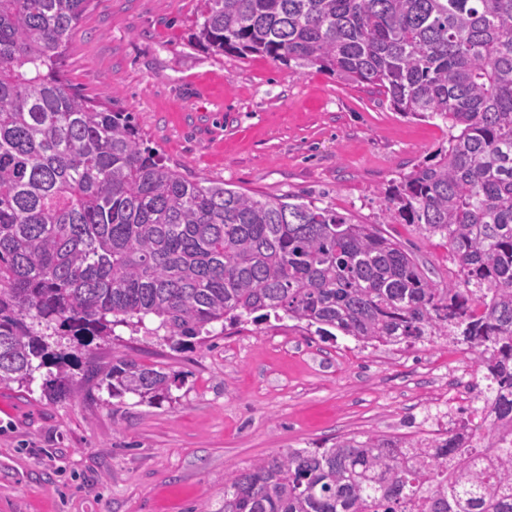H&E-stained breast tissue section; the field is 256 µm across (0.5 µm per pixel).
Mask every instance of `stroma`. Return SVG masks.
Masks as SVG:
<instances>
[{"label": "stroma", "instance_id": "stroma-1", "mask_svg": "<svg viewBox=\"0 0 512 512\" xmlns=\"http://www.w3.org/2000/svg\"><path fill=\"white\" fill-rule=\"evenodd\" d=\"M200 10L201 0H92L61 60L66 81L132 112L184 175L379 225L428 278L451 277L441 240L383 215L388 181L431 155L445 129L316 67L203 50L190 41ZM157 325L116 327L113 341L53 337L71 356L67 399L45 395L47 366L29 386L0 385V512H224L231 470L351 432L425 430L437 392L483 378L443 342L364 349L271 319L173 348ZM122 355L176 371L170 397H112L86 380L88 365Z\"/></svg>", "mask_w": 512, "mask_h": 512}]
</instances>
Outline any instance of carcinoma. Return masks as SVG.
<instances>
[{
	"label": "carcinoma",
	"mask_w": 512,
	"mask_h": 512,
	"mask_svg": "<svg viewBox=\"0 0 512 512\" xmlns=\"http://www.w3.org/2000/svg\"><path fill=\"white\" fill-rule=\"evenodd\" d=\"M202 2L193 39L215 54L316 66L441 121L447 145L384 206L448 245L456 278L431 281L377 225L300 196L185 178L128 113L67 84L91 0H0V384L63 363L37 325L82 340L155 318L177 348L288 318L365 347L464 344L490 381L466 412L501 420L470 447L446 432L277 451L224 476V512H512V446L488 460L512 428V0ZM90 373L149 399L177 379L128 356ZM70 387L61 371L49 391Z\"/></svg>",
	"instance_id": "carcinoma-1"
}]
</instances>
